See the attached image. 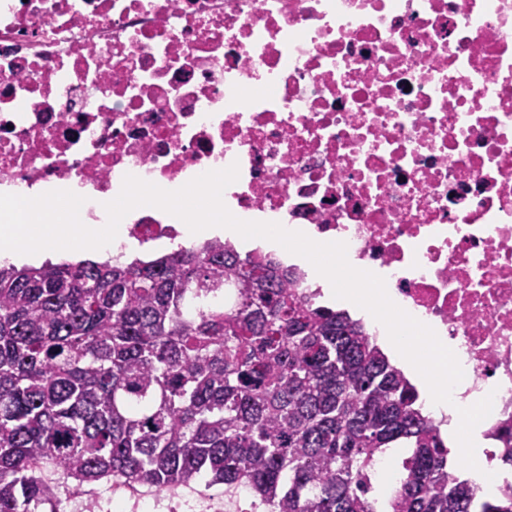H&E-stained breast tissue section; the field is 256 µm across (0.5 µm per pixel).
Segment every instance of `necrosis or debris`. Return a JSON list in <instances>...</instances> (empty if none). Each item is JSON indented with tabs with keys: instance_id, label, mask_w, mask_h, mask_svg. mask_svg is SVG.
Segmentation results:
<instances>
[{
	"instance_id": "1",
	"label": "necrosis or debris",
	"mask_w": 512,
	"mask_h": 512,
	"mask_svg": "<svg viewBox=\"0 0 512 512\" xmlns=\"http://www.w3.org/2000/svg\"><path fill=\"white\" fill-rule=\"evenodd\" d=\"M234 163V216L346 243L466 354L459 421L512 494V0H0V193L113 199ZM121 225L181 245L161 209Z\"/></svg>"
}]
</instances>
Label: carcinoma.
Here are the masks:
<instances>
[{"label": "carcinoma", "mask_w": 512, "mask_h": 512, "mask_svg": "<svg viewBox=\"0 0 512 512\" xmlns=\"http://www.w3.org/2000/svg\"><path fill=\"white\" fill-rule=\"evenodd\" d=\"M238 302L224 307V284ZM409 448L380 502L376 458ZM202 476L253 512H512L448 468L417 389L342 309L219 239L150 260L0 265V512Z\"/></svg>", "instance_id": "cac0c4a2"}]
</instances>
